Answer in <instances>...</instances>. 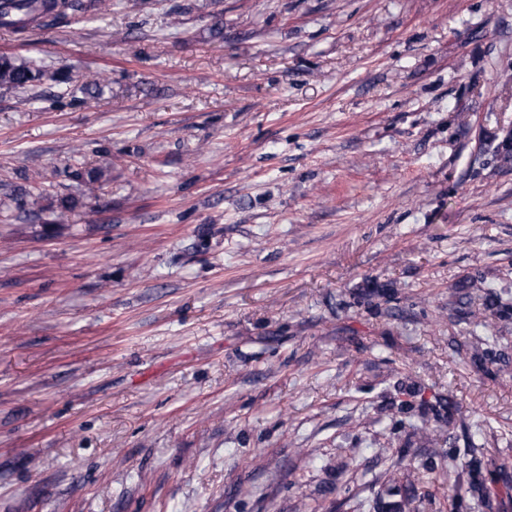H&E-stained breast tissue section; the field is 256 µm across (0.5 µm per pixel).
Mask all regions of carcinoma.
<instances>
[{
  "label": "carcinoma",
  "mask_w": 512,
  "mask_h": 512,
  "mask_svg": "<svg viewBox=\"0 0 512 512\" xmlns=\"http://www.w3.org/2000/svg\"><path fill=\"white\" fill-rule=\"evenodd\" d=\"M111 9L112 0H0V27L15 30L17 26L26 23L67 24L89 12L107 13ZM44 78L45 70L11 56H0V87L25 90L36 86ZM69 176L83 186L87 194L92 195L106 181L107 174L106 169L101 167H85L77 157ZM77 204L78 199L71 195L57 198L51 205L53 223L67 222L69 214ZM468 288H475L483 293L485 310L496 315L505 324L512 322V298L504 297V291L496 290L482 278L471 277L459 282L451 289L450 297L461 301V292ZM469 325V337L465 338L463 346L466 347L471 366L489 376L505 370L512 363V357L499 348V337L482 335L485 321L477 312L469 313ZM415 396V389L400 388L393 402L397 403L399 411L410 412L414 409L411 398Z\"/></svg>",
  "instance_id": "1"
}]
</instances>
